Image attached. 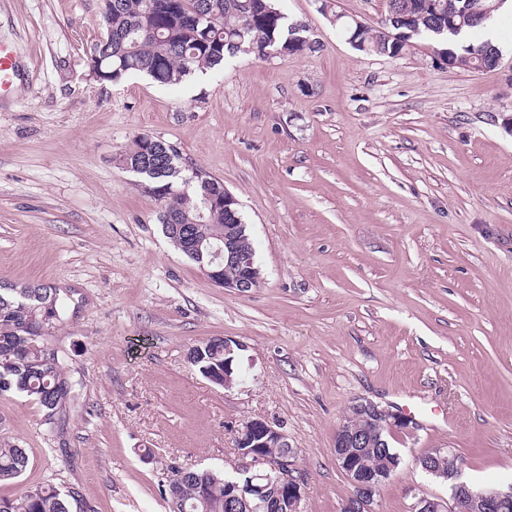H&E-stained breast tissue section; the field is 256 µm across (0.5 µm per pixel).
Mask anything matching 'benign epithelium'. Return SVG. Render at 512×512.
I'll return each instance as SVG.
<instances>
[{"label": "benign epithelium", "mask_w": 512, "mask_h": 512, "mask_svg": "<svg viewBox=\"0 0 512 512\" xmlns=\"http://www.w3.org/2000/svg\"><path fill=\"white\" fill-rule=\"evenodd\" d=\"M196 178L210 188L209 204L222 205L228 210L230 205L238 203L204 171H196ZM245 228L244 224L225 225L224 240L214 245L194 238L189 225H176L189 242L191 252L200 256L208 254L207 263L201 264L203 274L217 287L238 294L259 287L263 280L253 256L238 248L237 240ZM234 346V341L224 339V355L228 356L224 360L225 388L234 383L235 367L231 358ZM349 413L365 421L367 426L354 430L344 421L336 431L333 448L336 465L352 486L343 512H373L375 496L398 467L399 459L394 457L384 467L372 469L364 457L386 446L382 433L412 431L419 423L410 415L368 399L353 402ZM235 443L238 462L233 466L234 477L224 481V512H302L306 482L297 467L288 436L265 419H251L237 431ZM270 448H279L281 452L269 456L266 450ZM418 464L424 472L448 482L450 493L446 500L416 495L410 512H459L463 501L468 503V512H504L512 505V487L506 491L496 487L474 491L461 481L462 463L452 448L424 454L418 458Z\"/></svg>", "instance_id": "1"}]
</instances>
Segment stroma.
<instances>
[{"instance_id": "35a3bbf8", "label": "stroma", "mask_w": 512, "mask_h": 512, "mask_svg": "<svg viewBox=\"0 0 512 512\" xmlns=\"http://www.w3.org/2000/svg\"><path fill=\"white\" fill-rule=\"evenodd\" d=\"M323 5L282 0L318 52L239 54L164 89L93 74L101 0H0L21 63L0 98V283L66 292L51 342L75 384L54 428L0 396V438L29 455L0 497L49 480L91 512H169V464L231 470L236 429L264 418L296 451L303 512H341L334 439L358 399L420 423L392 437L375 512L447 498L417 463L435 448L472 487L512 485V22L499 67L468 71L422 38L362 53ZM140 134L237 198L258 288H218L174 248L119 161ZM215 336L240 345L229 389L187 358Z\"/></svg>"}]
</instances>
